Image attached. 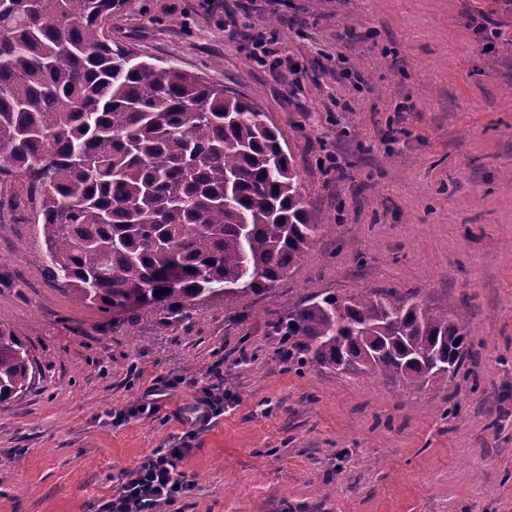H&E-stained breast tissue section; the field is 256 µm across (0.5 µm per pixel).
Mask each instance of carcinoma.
Returning a JSON list of instances; mask_svg holds the SVG:
<instances>
[{
  "mask_svg": "<svg viewBox=\"0 0 512 512\" xmlns=\"http://www.w3.org/2000/svg\"><path fill=\"white\" fill-rule=\"evenodd\" d=\"M126 2L0 0V182L24 187L54 286L106 313L138 293L164 329L272 290L325 224L254 102L112 39ZM271 329L290 361L411 390L475 356L463 316L396 292L314 296ZM34 378L1 328L0 401Z\"/></svg>",
  "mask_w": 512,
  "mask_h": 512,
  "instance_id": "cac0c4a2",
  "label": "carcinoma"
}]
</instances>
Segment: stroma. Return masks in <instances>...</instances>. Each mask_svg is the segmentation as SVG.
<instances>
[{
	"mask_svg": "<svg viewBox=\"0 0 512 512\" xmlns=\"http://www.w3.org/2000/svg\"><path fill=\"white\" fill-rule=\"evenodd\" d=\"M112 37L254 99L329 225L277 288L161 332L53 287L0 183V325L36 371L0 403V512H89L184 433L183 388L132 414L144 388L217 363L224 412L189 443L184 512H512V7L128 0ZM387 290L465 312L475 357L412 392L296 371L271 334L310 297Z\"/></svg>",
	"mask_w": 512,
	"mask_h": 512,
	"instance_id": "stroma-1",
	"label": "stroma"
}]
</instances>
